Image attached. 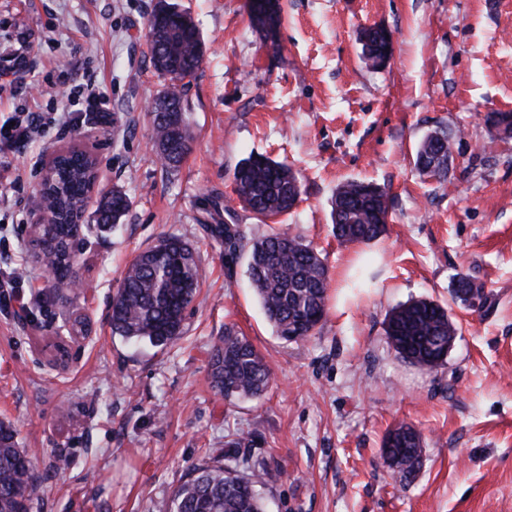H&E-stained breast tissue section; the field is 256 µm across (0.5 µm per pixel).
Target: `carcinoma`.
I'll return each mask as SVG.
<instances>
[{
	"instance_id": "1",
	"label": "carcinoma",
	"mask_w": 512,
	"mask_h": 512,
	"mask_svg": "<svg viewBox=\"0 0 512 512\" xmlns=\"http://www.w3.org/2000/svg\"><path fill=\"white\" fill-rule=\"evenodd\" d=\"M179 7L154 20L150 34V62L168 79L159 98L168 101L170 112L154 113L155 140L164 147L162 166L178 170L190 149V129L182 88L193 77L203 57L198 27L187 28ZM361 58L375 67L387 46L378 33L367 29ZM451 144L447 133L429 134L416 154L420 169L442 177L448 172ZM97 160L72 151L59 157L46 171L49 182L45 210L50 219L36 233L48 265L63 276H72L76 264V242L84 226L74 223V213L85 206L87 187ZM235 191L242 206L262 219L288 212L297 202L301 187L295 173L282 162L266 155L251 154L242 159L233 173ZM129 209V199L119 189L103 195L96 224L114 227ZM386 190L374 183L348 181L331 202L330 218L336 239L342 245L367 244L381 237L388 213ZM211 235L224 241L231 255L244 249L238 225L211 224ZM248 249V277L260 305L276 335L285 341L304 340L313 335L326 315L328 269L313 247L286 230L273 231L251 242ZM200 272L191 246L179 237L160 238L137 254L127 266L112 294L109 324L112 334L154 347L173 344L182 335L188 309L199 291ZM453 295L467 303L482 297L481 288L466 274L458 276ZM387 338L403 360L430 370L442 366L446 358L440 350L456 336L457 325L448 319V309L427 299L413 300L392 309L385 321ZM212 387L224 399L262 400L272 382L271 372L254 345L232 326L213 345L209 361ZM238 438L224 448L210 449V462L193 469L173 493L171 512H264L257 487L273 474L260 463L247 471L232 464V448ZM389 464L399 467L408 480L420 468L422 441L416 430L402 423L383 443ZM38 486L28 451L17 446L13 427L0 421V512H31Z\"/></svg>"
}]
</instances>
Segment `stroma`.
Masks as SVG:
<instances>
[{
	"label": "stroma",
	"instance_id": "35a3bbf8",
	"mask_svg": "<svg viewBox=\"0 0 512 512\" xmlns=\"http://www.w3.org/2000/svg\"><path fill=\"white\" fill-rule=\"evenodd\" d=\"M194 17L202 64L184 99L192 134L178 171L156 147L147 19L154 0H0V43L28 68L0 63V114L78 111L12 155L30 200L45 163L77 148L97 159L98 189L130 200L116 227L89 236L78 290L59 301L30 257L29 221L0 205V270L17 272L18 315L0 298V421L40 477L32 512H169L174 490L208 451L242 438L241 466L263 459L266 512H512V137L490 129L512 112V0H280L276 42L250 25L247 0H178ZM387 29L382 69L361 59V32ZM93 72L109 116L82 110L71 85ZM452 138L445 179L415 153L436 130ZM291 167L301 199L266 222L239 204L233 172L249 154ZM348 180L390 194L387 233L344 248L331 200ZM233 215L245 240L282 228L324 258L328 310L317 333L288 343L267 321L247 274L209 224ZM165 235L199 259L200 293L183 334L161 348L114 335L108 303L127 263ZM367 285L352 287L354 274ZM483 297L455 300L457 274ZM430 299L459 333L436 370L397 357L390 310ZM234 326L272 372L261 401L228 403L208 377L213 344ZM421 435V467L402 480L384 459L397 423Z\"/></svg>",
	"mask_w": 512,
	"mask_h": 512
}]
</instances>
